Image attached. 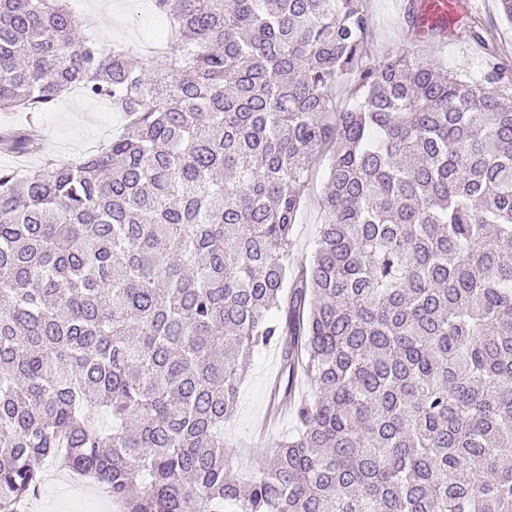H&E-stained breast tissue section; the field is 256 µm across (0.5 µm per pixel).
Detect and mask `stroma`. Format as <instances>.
<instances>
[{
    "label": "stroma",
    "mask_w": 512,
    "mask_h": 512,
    "mask_svg": "<svg viewBox=\"0 0 512 512\" xmlns=\"http://www.w3.org/2000/svg\"><path fill=\"white\" fill-rule=\"evenodd\" d=\"M76 16L96 15L91 35L98 44L110 47L122 43L142 52L159 30L151 0H70ZM409 0H368L367 14L374 34L376 52L403 51L431 61L446 71L462 70L481 79L485 60L459 23H452L453 36L440 41L418 42L405 34ZM125 123L122 113L102 102L72 93L54 106L36 112H0V127L8 124L34 126L40 133L43 151L27 157L0 153V168L25 171L43 165L45 159L69 162L95 152L118 134ZM325 174L316 171L298 215L294 244L288 256L290 269L311 260L318 227L323 220L319 203ZM281 370L278 346L256 350L241 386L235 413L224 423V444L233 448V475L254 476L280 444L298 431L293 413L272 415L270 386ZM38 495L29 512H110V502L94 485L83 484L59 474L53 461L41 467Z\"/></svg>",
    "instance_id": "stroma-1"
}]
</instances>
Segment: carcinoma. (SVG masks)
I'll list each match as a JSON object with an SVG mask.
<instances>
[{"label": "carcinoma", "mask_w": 512, "mask_h": 512, "mask_svg": "<svg viewBox=\"0 0 512 512\" xmlns=\"http://www.w3.org/2000/svg\"><path fill=\"white\" fill-rule=\"evenodd\" d=\"M171 54L0 0V112L73 90L125 116L0 169V512L56 460L123 512H512V80L363 63L366 0H151ZM348 82L351 105L332 91ZM40 151L32 130L0 152ZM328 156L314 255H288ZM312 395L251 480L224 420L253 350Z\"/></svg>", "instance_id": "1"}]
</instances>
